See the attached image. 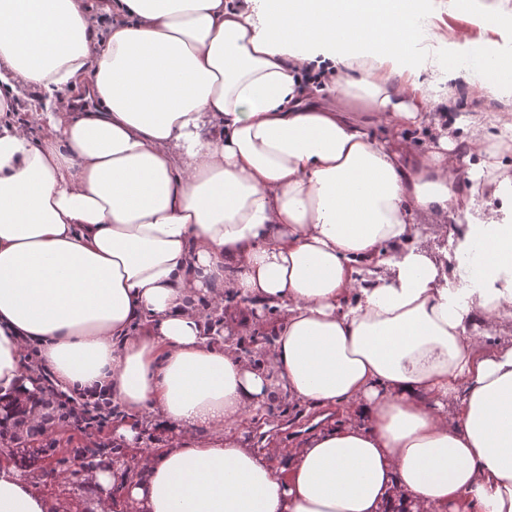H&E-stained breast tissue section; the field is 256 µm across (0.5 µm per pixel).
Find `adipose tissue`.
<instances>
[{
    "label": "adipose tissue",
    "instance_id": "obj_1",
    "mask_svg": "<svg viewBox=\"0 0 512 512\" xmlns=\"http://www.w3.org/2000/svg\"><path fill=\"white\" fill-rule=\"evenodd\" d=\"M446 9L0 0V397L40 417L30 343L56 392L108 391L119 439L171 434L88 472L96 512H512V343H480L512 318V222L460 225L453 271L413 243L416 216L506 185L460 192L449 131L408 136L449 81L512 96ZM25 90L61 95L35 137L6 117ZM199 291L279 309L268 370L206 335ZM273 371L347 416L280 470L236 432ZM53 508L0 464V512Z\"/></svg>",
    "mask_w": 512,
    "mask_h": 512
}]
</instances>
